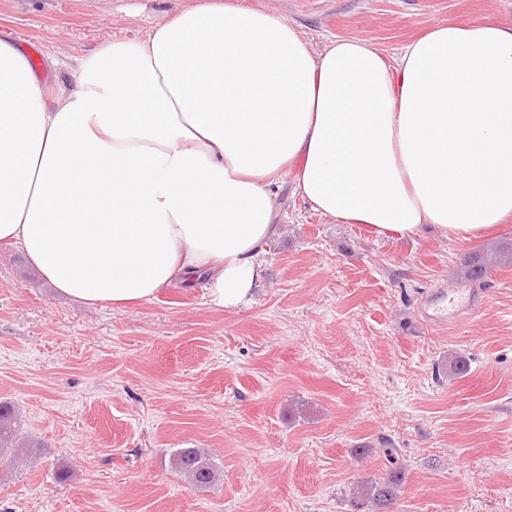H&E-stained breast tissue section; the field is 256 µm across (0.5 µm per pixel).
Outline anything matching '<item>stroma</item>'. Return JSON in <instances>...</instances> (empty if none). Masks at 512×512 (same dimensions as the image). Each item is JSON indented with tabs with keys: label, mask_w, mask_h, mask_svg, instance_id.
<instances>
[{
	"label": "stroma",
	"mask_w": 512,
	"mask_h": 512,
	"mask_svg": "<svg viewBox=\"0 0 512 512\" xmlns=\"http://www.w3.org/2000/svg\"><path fill=\"white\" fill-rule=\"evenodd\" d=\"M207 0H0V39L48 92L77 60ZM297 27L313 51L366 40L387 59L431 26L512 22V0H230ZM278 234L251 304L227 311L174 285L129 310L87 306L0 242V401L27 444L0 460V512H357L396 448L387 512H512V220L469 240L374 238L278 189ZM484 253L489 300L442 334L421 293ZM467 359L454 375L450 357ZM201 448L217 480L171 466Z\"/></svg>",
	"instance_id": "obj_1"
}]
</instances>
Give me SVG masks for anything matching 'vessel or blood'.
<instances>
[{
  "mask_svg": "<svg viewBox=\"0 0 512 512\" xmlns=\"http://www.w3.org/2000/svg\"><path fill=\"white\" fill-rule=\"evenodd\" d=\"M486 301L487 291L477 281L449 290L432 288L422 295L418 315L428 329L441 331L473 320Z\"/></svg>",
  "mask_w": 512,
  "mask_h": 512,
  "instance_id": "vessel-or-blood-1",
  "label": "vessel or blood"
}]
</instances>
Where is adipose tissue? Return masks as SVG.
Segmentation results:
<instances>
[{
	"label": "adipose tissue",
	"mask_w": 512,
	"mask_h": 512,
	"mask_svg": "<svg viewBox=\"0 0 512 512\" xmlns=\"http://www.w3.org/2000/svg\"><path fill=\"white\" fill-rule=\"evenodd\" d=\"M284 172L374 237L511 218L512 23L439 24L390 63L211 0L84 57L51 102L0 41V240L61 295L122 309L177 283L247 305Z\"/></svg>",
	"instance_id": "obj_1"
}]
</instances>
